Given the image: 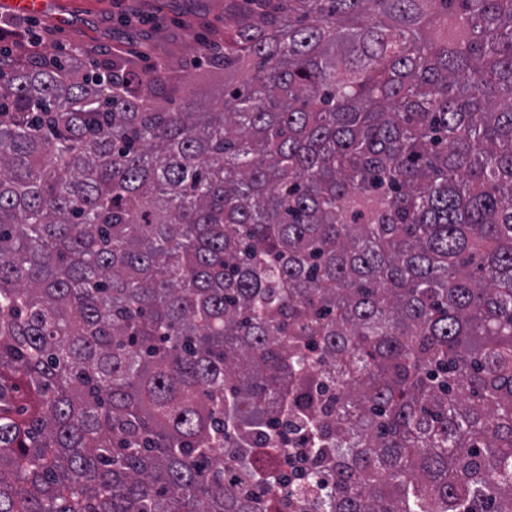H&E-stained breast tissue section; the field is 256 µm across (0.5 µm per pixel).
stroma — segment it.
Masks as SVG:
<instances>
[{
    "mask_svg": "<svg viewBox=\"0 0 512 512\" xmlns=\"http://www.w3.org/2000/svg\"><path fill=\"white\" fill-rule=\"evenodd\" d=\"M227 0H46L38 16L10 11L0 0V18L34 26L37 32L51 30L45 51L56 43L86 45L88 62L114 51L136 47L145 51L141 67L155 57L184 66L199 57L201 37L215 38V25L224 16Z\"/></svg>",
    "mask_w": 512,
    "mask_h": 512,
    "instance_id": "obj_1",
    "label": "stroma"
}]
</instances>
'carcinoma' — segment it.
I'll list each match as a JSON object with an SVG mask.
<instances>
[{
	"label": "carcinoma",
	"mask_w": 512,
	"mask_h": 512,
	"mask_svg": "<svg viewBox=\"0 0 512 512\" xmlns=\"http://www.w3.org/2000/svg\"><path fill=\"white\" fill-rule=\"evenodd\" d=\"M204 55L0 45V512H512V0Z\"/></svg>",
	"instance_id": "cac0c4a2"
}]
</instances>
